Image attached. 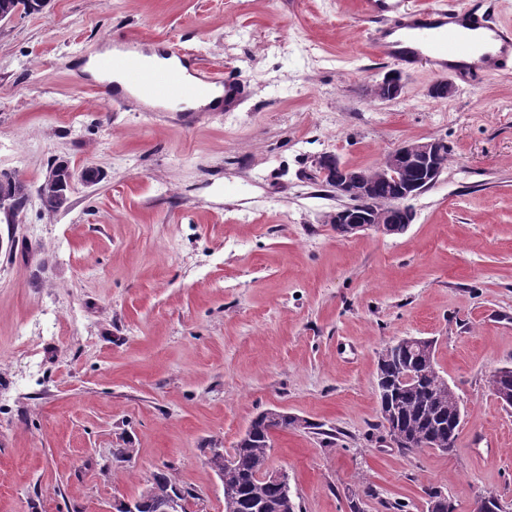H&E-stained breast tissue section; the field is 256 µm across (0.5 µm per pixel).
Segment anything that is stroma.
Instances as JSON below:
<instances>
[{
	"mask_svg": "<svg viewBox=\"0 0 512 512\" xmlns=\"http://www.w3.org/2000/svg\"><path fill=\"white\" fill-rule=\"evenodd\" d=\"M369 27L359 0H49L0 26V172L29 193L0 220V512H113L159 470L188 512H224L210 451L268 410L307 422L268 460L299 512H427L433 488L512 512L488 383L512 367V70L438 98L420 66L383 100ZM114 29L181 40L241 104L111 109L73 74ZM419 138L448 162L407 231L338 236L315 159L374 169ZM58 162L101 177L51 212ZM407 336L461 400L453 452L402 454L380 425L378 353Z\"/></svg>",
	"mask_w": 512,
	"mask_h": 512,
	"instance_id": "1",
	"label": "stroma"
}]
</instances>
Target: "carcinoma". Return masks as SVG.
I'll use <instances>...</instances> for the list:
<instances>
[{
    "label": "carcinoma",
    "mask_w": 512,
    "mask_h": 512,
    "mask_svg": "<svg viewBox=\"0 0 512 512\" xmlns=\"http://www.w3.org/2000/svg\"><path fill=\"white\" fill-rule=\"evenodd\" d=\"M407 367L414 373L412 383L399 381L402 370ZM378 375L398 380L391 402L379 405V412L380 425L394 423L414 442V447L403 448L402 453L424 448L448 452L455 447L456 438L448 434V424L461 401L440 375L437 362L429 360L423 350L413 346L404 349L398 357L388 356L382 350L378 355ZM298 425V419L286 412H263L252 421V431L236 443L230 458L209 459L212 469L224 472V501L233 503L234 512H262L263 503L282 502L285 489L259 480L257 474L268 462L274 433L295 429ZM170 483L167 473L152 474L144 488L145 512H157L155 503L164 496Z\"/></svg>",
    "instance_id": "obj_1"
}]
</instances>
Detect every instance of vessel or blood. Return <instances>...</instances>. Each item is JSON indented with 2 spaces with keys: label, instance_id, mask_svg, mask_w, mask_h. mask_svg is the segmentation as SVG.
I'll return each instance as SVG.
<instances>
[{
  "label": "vessel or blood",
  "instance_id": "1",
  "mask_svg": "<svg viewBox=\"0 0 512 512\" xmlns=\"http://www.w3.org/2000/svg\"><path fill=\"white\" fill-rule=\"evenodd\" d=\"M364 9L377 54L402 69L424 63L467 84L512 69V28L494 20L489 0H437L428 9L408 7L406 0H364ZM111 41V53L95 62L104 81L90 83L82 72L73 76L77 85H92L108 105L125 109L215 96L219 111L237 107L243 93L238 78L202 67L180 41L163 40L164 66L147 60L141 38L124 34Z\"/></svg>",
  "mask_w": 512,
  "mask_h": 512
}]
</instances>
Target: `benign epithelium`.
<instances>
[{
	"mask_svg": "<svg viewBox=\"0 0 512 512\" xmlns=\"http://www.w3.org/2000/svg\"><path fill=\"white\" fill-rule=\"evenodd\" d=\"M403 84L397 73L385 76L374 84V94L396 98L402 92ZM443 143L437 139H417L400 144L389 153L376 174L361 176L353 173V168L336 161L340 176L331 187L336 195L349 200L343 208L329 215L328 223L334 225L336 233L344 238L360 231L374 230L382 235L405 232L408 225L398 214L406 208L405 202L435 184L442 173ZM382 179L399 186L400 194L390 203L373 200V187L376 180ZM85 185L93 183L86 172L75 174L61 162L55 164L40 186L39 194L50 197L55 202V210L60 211L70 204L76 182ZM187 492L178 489L168 491L162 512H181Z\"/></svg>",
	"mask_w": 512,
	"mask_h": 512,
	"instance_id": "benign-epithelium-1",
	"label": "benign epithelium"
}]
</instances>
